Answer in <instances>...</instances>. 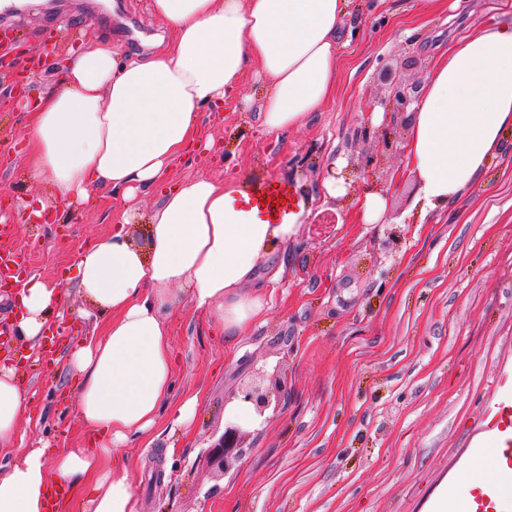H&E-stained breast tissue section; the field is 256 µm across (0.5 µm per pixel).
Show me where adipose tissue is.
<instances>
[{"instance_id":"ef3b65f1","label":"adipose tissue","mask_w":512,"mask_h":512,"mask_svg":"<svg viewBox=\"0 0 512 512\" xmlns=\"http://www.w3.org/2000/svg\"><path fill=\"white\" fill-rule=\"evenodd\" d=\"M150 8L172 35L164 50L126 57L104 36L83 37L55 86L22 106L30 180L46 182L68 207L94 190L128 206L111 233L79 250L66 281L104 318L100 334L77 342L69 358L90 445L32 447L22 461L0 465V512H48L54 484L69 491L59 512H140L114 451L150 435L171 393V288L207 311L234 358L240 336L266 312L262 278L279 276L309 213L304 205L271 224L242 208L248 180L171 174L201 145V111L233 99L247 74L265 83L266 133H285L320 111L336 90L345 0H150ZM510 127L512 22L456 43L421 90L407 156L426 208L446 206L470 186ZM140 191L160 196L143 249L125 229ZM63 285L29 276L17 340L40 345ZM28 407L15 368L0 365V451L14 446ZM497 453L477 449L427 512H473V491L497 475Z\"/></svg>"}]
</instances>
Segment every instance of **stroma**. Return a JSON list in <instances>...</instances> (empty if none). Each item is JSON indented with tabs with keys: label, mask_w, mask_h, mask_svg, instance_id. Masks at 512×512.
<instances>
[{
	"label": "stroma",
	"mask_w": 512,
	"mask_h": 512,
	"mask_svg": "<svg viewBox=\"0 0 512 512\" xmlns=\"http://www.w3.org/2000/svg\"><path fill=\"white\" fill-rule=\"evenodd\" d=\"M413 2L348 0L336 95L305 125L267 134L258 118L262 84L250 75L233 102L203 109L201 134L221 154L182 158L176 178L269 180L314 202L281 277L266 285L269 314L241 338L237 360L225 358L206 314L176 298L170 401L196 394L200 405L189 434L163 426L152 445L132 439L119 449L141 512H426L484 442L487 408L512 402V386L497 383L512 368V131L477 182L448 209L425 215L408 166V113L364 112L369 98L387 94L385 71L424 85L456 41L511 22L512 0H437L425 17ZM4 29L30 55L61 42L45 85L56 80L66 46L85 34L108 31L132 55L153 52L167 35L149 0H12L0 8ZM368 122L388 124L390 139L363 135ZM22 132L20 113L0 99V215L8 214L10 242L28 270L57 281L82 246L111 232L124 204L96 191L60 224L11 217L16 199L53 201L26 177ZM366 156L375 163L359 186L387 201L375 224L363 223L353 197L320 195L331 160ZM66 306L54 323L64 340L43 362L18 340L6 348L35 392L21 424L29 445L88 444L66 352L100 318L77 293ZM258 371L279 376L281 395L244 425V453L220 473L209 449L228 422L224 405Z\"/></svg>",
	"instance_id": "35a3bbf8"
}]
</instances>
